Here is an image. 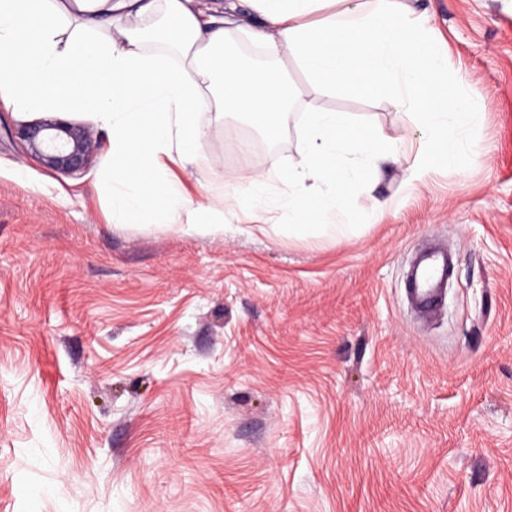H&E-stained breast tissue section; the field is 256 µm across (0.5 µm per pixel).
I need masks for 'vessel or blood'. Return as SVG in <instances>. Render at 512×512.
Segmentation results:
<instances>
[{
	"mask_svg": "<svg viewBox=\"0 0 512 512\" xmlns=\"http://www.w3.org/2000/svg\"><path fill=\"white\" fill-rule=\"evenodd\" d=\"M452 255L435 247L421 252L414 260L407 278L406 298L411 306L424 314H432L443 305Z\"/></svg>",
	"mask_w": 512,
	"mask_h": 512,
	"instance_id": "b4317fda",
	"label": "vessel or blood"
}]
</instances>
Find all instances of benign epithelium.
<instances>
[{
	"instance_id": "1",
	"label": "benign epithelium",
	"mask_w": 512,
	"mask_h": 512,
	"mask_svg": "<svg viewBox=\"0 0 512 512\" xmlns=\"http://www.w3.org/2000/svg\"><path fill=\"white\" fill-rule=\"evenodd\" d=\"M14 134L27 155L46 169L65 174L83 172L99 149L98 137L91 129L62 118L22 124Z\"/></svg>"
}]
</instances>
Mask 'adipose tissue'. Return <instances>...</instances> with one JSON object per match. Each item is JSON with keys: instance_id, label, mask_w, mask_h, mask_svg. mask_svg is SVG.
I'll return each instance as SVG.
<instances>
[{"instance_id": "obj_1", "label": "adipose tissue", "mask_w": 512, "mask_h": 512, "mask_svg": "<svg viewBox=\"0 0 512 512\" xmlns=\"http://www.w3.org/2000/svg\"><path fill=\"white\" fill-rule=\"evenodd\" d=\"M248 2L263 21L252 36L271 61L267 68L224 55L227 27L241 24L235 0L220 16L202 0H0V105L94 113L112 136V211L137 224L163 214L208 231L245 205L341 234L346 227L339 219L369 168L393 161L416 179L430 161L459 162L465 147L454 131L467 106L436 42L408 24L405 0H336V11L322 18L316 15L322 0ZM123 15L138 18V26L105 33L104 22ZM154 18L180 62L144 52L148 31L140 23ZM287 53L316 93L351 88L391 97L421 132L419 151L349 113L313 108L300 160L280 175L286 194L270 195L268 175L254 173L225 193L223 210L185 196L161 175L160 157L196 156L211 122L228 110L274 135L290 106L280 68ZM204 88L222 105L210 119L196 110Z\"/></svg>"}]
</instances>
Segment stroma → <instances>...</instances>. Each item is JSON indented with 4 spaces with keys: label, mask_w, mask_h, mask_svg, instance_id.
<instances>
[{
    "label": "stroma",
    "mask_w": 512,
    "mask_h": 512,
    "mask_svg": "<svg viewBox=\"0 0 512 512\" xmlns=\"http://www.w3.org/2000/svg\"><path fill=\"white\" fill-rule=\"evenodd\" d=\"M410 2L474 107L472 151L416 180L381 166L339 236L283 212L127 223L92 113H63L100 140L68 175L10 135L38 113L0 107V512H512V0ZM313 103L415 131L387 97ZM291 107L273 139L212 125L167 178L221 207L297 161ZM431 240L455 260L426 325L405 279Z\"/></svg>",
    "instance_id": "stroma-1"
}]
</instances>
